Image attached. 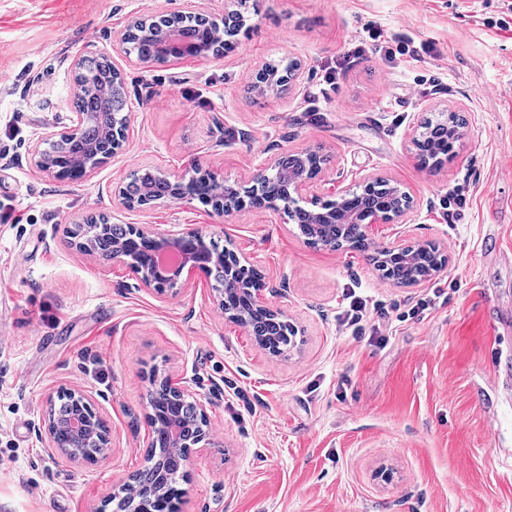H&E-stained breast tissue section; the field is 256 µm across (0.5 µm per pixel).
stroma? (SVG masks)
Returning <instances> with one entry per match:
<instances>
[{"label": "stroma", "mask_w": 512, "mask_h": 512, "mask_svg": "<svg viewBox=\"0 0 512 512\" xmlns=\"http://www.w3.org/2000/svg\"><path fill=\"white\" fill-rule=\"evenodd\" d=\"M502 0H243L244 26L218 59L130 63L113 46L130 21L183 0H0V512H95L144 464L149 375L208 398L209 441L180 486L179 512H512V221L486 198L512 193V28ZM402 33L419 57L374 51L368 28ZM102 50L124 78L128 139L73 180L39 171L46 127L70 129L76 61ZM301 61L289 93L252 92L269 64ZM340 65L334 85L327 67ZM465 121L454 155L424 170L425 119ZM326 162L310 200L384 178L412 211L373 225L380 244L436 243L447 268L416 287L384 280L367 253L308 245L273 208L224 214L198 200L126 209L140 168L210 169L252 186L283 153ZM467 183L459 221L448 191ZM221 240L262 275L267 305L298 326L297 352L271 356L218 310L204 274L175 295L139 286L123 263L80 253L87 217ZM498 233L501 258L484 251ZM443 289L420 318L409 309ZM357 295L383 307L385 343L354 337L339 312ZM78 389L108 422L95 464L53 458L35 428Z\"/></svg>", "instance_id": "obj_1"}]
</instances>
